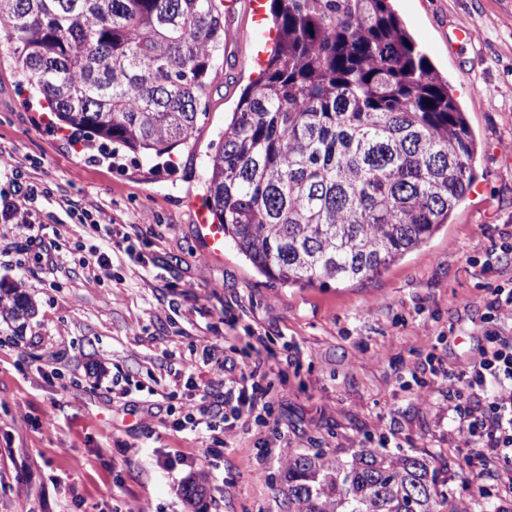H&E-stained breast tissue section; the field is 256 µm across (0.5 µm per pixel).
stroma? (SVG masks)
<instances>
[{
    "mask_svg": "<svg viewBox=\"0 0 512 512\" xmlns=\"http://www.w3.org/2000/svg\"><path fill=\"white\" fill-rule=\"evenodd\" d=\"M253 3L224 14L241 38L224 47L195 145L150 160L123 149L113 168L97 148L71 145L0 60V165L39 160L34 176L55 195L138 236L150 271L123 265L96 281L70 257L29 268L0 252V286L25 282L35 305L20 333L0 322V512H288L289 456L345 458L369 433L430 459L454 507L512 512V494L465 463L446 401L458 382L435 379L424 398L410 375L431 354L458 367L478 360L484 290L512 277V259L475 264L512 237V0H391L468 117L473 183L425 246L373 277L307 288L269 282L232 241L208 253L197 227L210 147L258 72L248 35L269 24ZM460 20L471 24L465 42ZM257 345L270 355L271 414L244 417L210 465H196L208 442L165 424L163 394L238 376ZM207 346L225 368L185 373L183 358ZM191 481L200 494L190 502Z\"/></svg>",
    "mask_w": 512,
    "mask_h": 512,
    "instance_id": "stroma-1",
    "label": "stroma"
}]
</instances>
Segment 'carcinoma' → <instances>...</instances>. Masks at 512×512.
<instances>
[{
    "mask_svg": "<svg viewBox=\"0 0 512 512\" xmlns=\"http://www.w3.org/2000/svg\"><path fill=\"white\" fill-rule=\"evenodd\" d=\"M223 0H0V57L60 128L146 158L188 145L224 65ZM274 47L209 156L206 205L281 285L367 279L470 190L467 117L388 0H272ZM35 313L19 288L0 317ZM293 512H435L419 455L318 449L284 468Z\"/></svg>",
    "mask_w": 512,
    "mask_h": 512,
    "instance_id": "obj_1",
    "label": "carcinoma"
}]
</instances>
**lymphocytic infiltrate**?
Masks as SVG:
<instances>
[{"label": "lymphocytic infiltrate", "instance_id": "1", "mask_svg": "<svg viewBox=\"0 0 512 512\" xmlns=\"http://www.w3.org/2000/svg\"><path fill=\"white\" fill-rule=\"evenodd\" d=\"M0 179L6 183L0 189V222L17 230L18 239L12 244L15 253L32 257L39 266L58 264L60 253L51 252L42 244L44 221L36 205L38 199L51 198L70 223L88 228L94 239L87 258L81 261L88 278L98 280L110 275L117 252L127 262H140L131 234L117 228L101 209L68 197H53L50 189L33 181L19 163L1 166ZM507 310H512V284L490 287L480 360L456 371L441 358L430 357V376L418 381L416 392L431 393L430 380L434 377L453 376L459 380L460 389L448 395V410L467 449L466 462L482 471L497 460H504L506 467L499 478L505 488L512 490V336L494 326L496 318ZM265 366V359L258 355L245 363L238 377L225 383L223 390L204 385L201 394L188 404L185 415L171 421V429L201 432L213 438L220 432L231 433L244 409L269 411L271 389L260 384L266 376Z\"/></svg>", "mask_w": 512, "mask_h": 512}]
</instances>
